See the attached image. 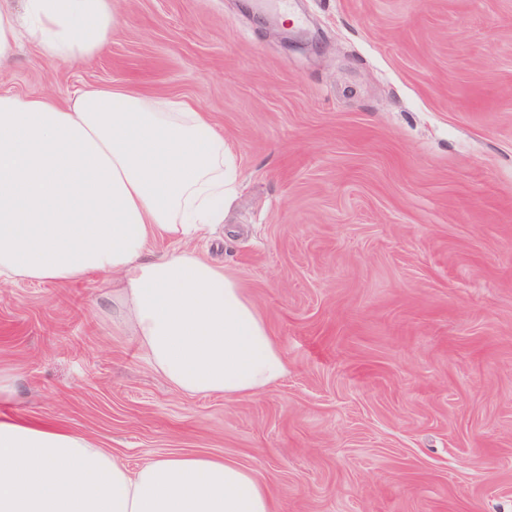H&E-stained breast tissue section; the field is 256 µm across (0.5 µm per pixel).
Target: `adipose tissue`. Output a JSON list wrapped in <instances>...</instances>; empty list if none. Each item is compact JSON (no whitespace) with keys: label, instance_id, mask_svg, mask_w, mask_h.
Listing matches in <instances>:
<instances>
[{"label":"adipose tissue","instance_id":"ef3b65f1","mask_svg":"<svg viewBox=\"0 0 512 512\" xmlns=\"http://www.w3.org/2000/svg\"><path fill=\"white\" fill-rule=\"evenodd\" d=\"M112 0L0 7V61L27 38L47 60L84 61L112 41ZM237 189L224 135L188 100L122 86L68 104L0 91V281L101 279L145 362L189 395L253 397L287 362L239 278L193 242ZM166 238L172 251L147 254ZM0 512H275L267 482L210 455L129 471L90 438L0 415Z\"/></svg>","mask_w":512,"mask_h":512}]
</instances>
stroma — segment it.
<instances>
[{
	"mask_svg": "<svg viewBox=\"0 0 512 512\" xmlns=\"http://www.w3.org/2000/svg\"><path fill=\"white\" fill-rule=\"evenodd\" d=\"M111 44L0 87L188 99L240 187L197 253L241 279L287 360L254 397L187 396L97 281L0 283L10 414L129 469L205 453L278 512H512V0H112Z\"/></svg>",
	"mask_w": 512,
	"mask_h": 512,
	"instance_id": "obj_1",
	"label": "stroma"
}]
</instances>
